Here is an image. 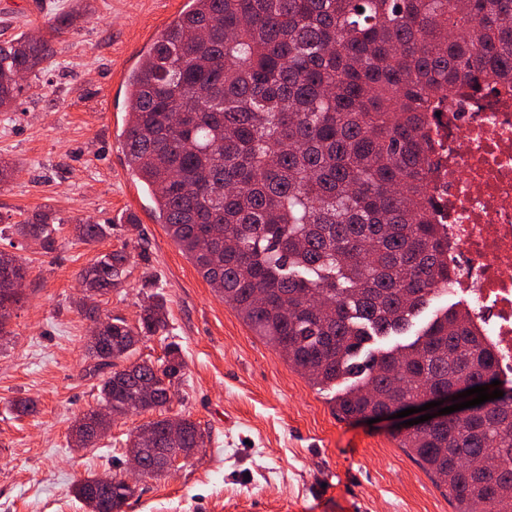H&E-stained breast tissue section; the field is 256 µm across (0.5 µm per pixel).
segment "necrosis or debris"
<instances>
[{
    "instance_id": "necrosis-or-debris-1",
    "label": "necrosis or debris",
    "mask_w": 512,
    "mask_h": 512,
    "mask_svg": "<svg viewBox=\"0 0 512 512\" xmlns=\"http://www.w3.org/2000/svg\"><path fill=\"white\" fill-rule=\"evenodd\" d=\"M429 174L448 228V295L485 336L503 385H512V88L451 91L438 117Z\"/></svg>"
}]
</instances>
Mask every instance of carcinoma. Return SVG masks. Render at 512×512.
<instances>
[{
	"label": "carcinoma",
	"instance_id": "cac0c4a2",
	"mask_svg": "<svg viewBox=\"0 0 512 512\" xmlns=\"http://www.w3.org/2000/svg\"><path fill=\"white\" fill-rule=\"evenodd\" d=\"M53 50L21 34L0 44V112L12 111L29 73ZM466 83L512 84V0H187L126 83L127 167L150 191L159 223L215 294L288 364L334 398L346 419L369 420L458 384L504 396L458 421L398 432L402 447L448 485L456 512H512V386L453 304L406 344L402 336L448 283V232L428 188L435 114ZM40 215L23 236L55 244ZM110 224H77L94 244ZM123 249L78 273L107 294L126 276ZM27 268L0 250V337ZM166 327L148 296L138 324L111 318L89 345L103 374V407L72 428L87 446L130 413L160 411L128 447L189 457L205 447L190 417L166 438L171 385L184 368L171 344L159 368L127 363L143 337ZM136 492L91 478L73 487L90 512H123Z\"/></svg>",
	"mask_w": 512,
	"mask_h": 512
}]
</instances>
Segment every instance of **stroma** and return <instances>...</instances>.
Listing matches in <instances>:
<instances>
[{"label":"stroma","mask_w":512,"mask_h":512,"mask_svg":"<svg viewBox=\"0 0 512 512\" xmlns=\"http://www.w3.org/2000/svg\"><path fill=\"white\" fill-rule=\"evenodd\" d=\"M187 0H0V41L50 35L52 57L28 74L14 111L0 112V250L28 267L22 302L0 338V512H86L73 485L125 471L128 434L149 414L114 421L88 448L70 443L74 420L98 405L100 375L87 354L91 321L78 273L125 249L122 287L91 306L136 323L161 296L167 326L139 342L135 362L178 344L184 373L170 412L194 420L205 447L178 470L140 482L124 512H456L445 484L383 422H352L331 390L312 387L240 315L215 296L159 224L123 153L124 83ZM77 14L49 34L54 17ZM60 218L47 252L19 235L36 214ZM108 224L94 244L78 222ZM22 397L38 411L18 414Z\"/></svg>","instance_id":"stroma-1"}]
</instances>
